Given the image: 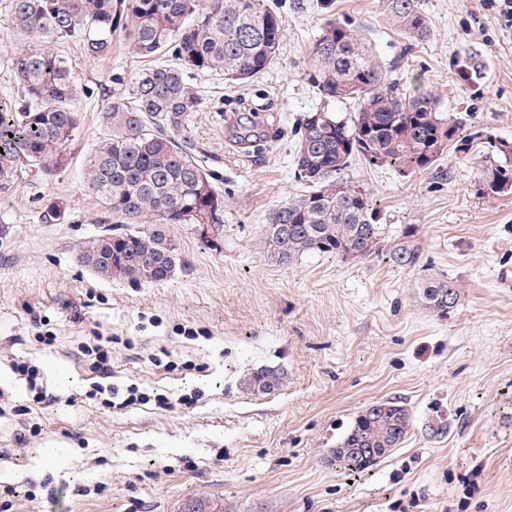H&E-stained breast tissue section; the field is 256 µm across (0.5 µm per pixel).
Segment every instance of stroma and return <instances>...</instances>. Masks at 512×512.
<instances>
[{"label":"stroma","mask_w":512,"mask_h":512,"mask_svg":"<svg viewBox=\"0 0 512 512\" xmlns=\"http://www.w3.org/2000/svg\"><path fill=\"white\" fill-rule=\"evenodd\" d=\"M265 3L281 20L275 64L245 84L193 79L203 104L188 145L224 194V239L210 247L170 225L181 266L161 283L107 280L79 260L104 215L84 165L102 109L141 61L121 35L102 61L61 45L81 90L71 163L0 195V512H180L199 497L231 512H512V192L482 189L497 145L512 143V28L498 0H419L429 35L415 44L382 0ZM328 17L358 27L402 86L422 76L439 111L462 118L468 149L437 170L403 178L356 159L345 172L390 233L412 225L424 261L457 281L448 319L418 302L421 270L323 254L288 265L264 247L272 211L302 191L294 129L323 105L310 51ZM468 53L480 79L453 68ZM246 116L259 144L238 137ZM53 198L70 204L65 223L40 220ZM97 333L112 353L105 376L81 354ZM15 360L40 368L48 402ZM263 368L282 373L280 388L249 394L243 380ZM97 384L143 400L108 407ZM388 399L412 417L401 447L361 474L331 463L354 417ZM59 446L63 459L41 464Z\"/></svg>","instance_id":"obj_1"}]
</instances>
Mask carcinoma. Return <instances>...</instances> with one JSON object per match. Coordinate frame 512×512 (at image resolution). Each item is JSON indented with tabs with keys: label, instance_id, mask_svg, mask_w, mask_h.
<instances>
[{
	"label": "carcinoma",
	"instance_id": "1",
	"mask_svg": "<svg viewBox=\"0 0 512 512\" xmlns=\"http://www.w3.org/2000/svg\"><path fill=\"white\" fill-rule=\"evenodd\" d=\"M389 25L412 40L428 36L429 23L418 0H384ZM5 16L17 42L8 58L9 78L20 102L0 101V194L9 193L24 173L64 170L66 144L79 124L73 102L79 95L72 67L56 50L74 38L84 56H112V36L126 34L133 51L151 64L138 71L103 113L106 133L86 161L84 191L97 198L111 227L91 239L80 262L98 276L132 284L160 283L178 266L168 237L171 224H188L199 239L216 246L224 239V194L185 145L191 113L202 95L196 75L222 73L228 80L262 75L277 59L282 29L278 14L263 0H7ZM311 82L327 101H346L348 119L318 109L303 116L294 164L306 190L275 209L265 225L270 257L290 264L307 254L367 260L387 253L392 264L422 265V247L406 227L386 243L370 192L343 177L358 157L390 166L402 176L428 170L458 142L457 121L438 111L431 91L408 92L375 52L346 22L328 19L313 43ZM458 76L474 80L481 63L458 61ZM503 160L485 170L492 194L512 190V145L497 147ZM68 204L52 201L41 212L44 224H62ZM152 225L145 231L135 228ZM417 298L445 320L460 301L453 278L431 273L421 279ZM280 372L262 369L245 382L254 395L270 394ZM411 427L400 401L376 402L360 411L329 458L357 474L372 467L364 448L400 447Z\"/></svg>",
	"mask_w": 512,
	"mask_h": 512
}]
</instances>
